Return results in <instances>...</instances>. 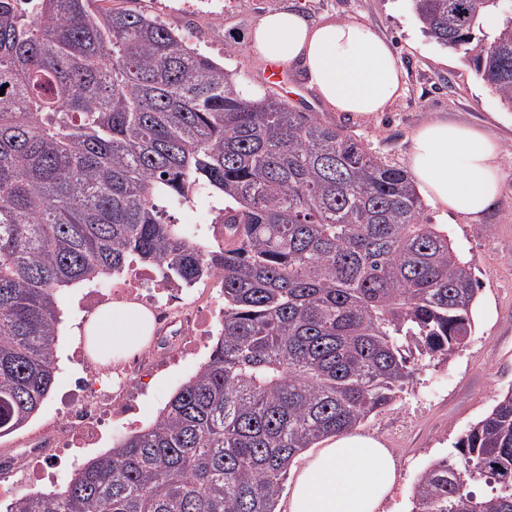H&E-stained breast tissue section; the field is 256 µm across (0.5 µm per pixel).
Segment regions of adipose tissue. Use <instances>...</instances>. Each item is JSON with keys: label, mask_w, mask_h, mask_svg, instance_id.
I'll use <instances>...</instances> for the list:
<instances>
[{"label": "adipose tissue", "mask_w": 512, "mask_h": 512, "mask_svg": "<svg viewBox=\"0 0 512 512\" xmlns=\"http://www.w3.org/2000/svg\"><path fill=\"white\" fill-rule=\"evenodd\" d=\"M250 49L304 71L330 109L363 119L384 111L403 92L390 45L360 22L313 24L301 13L269 11L248 37ZM409 168L418 191L450 215L471 222L492 210L502 191L497 144L478 129L434 119L412 135ZM152 311L135 301L102 305L77 331L90 358L118 364L147 347ZM397 475L382 440L350 432L329 439L297 472L286 512H380Z\"/></svg>", "instance_id": "ef3b65f1"}]
</instances>
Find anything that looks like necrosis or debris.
<instances>
[{"mask_svg":"<svg viewBox=\"0 0 512 512\" xmlns=\"http://www.w3.org/2000/svg\"><path fill=\"white\" fill-rule=\"evenodd\" d=\"M130 298L148 306L155 316L156 344L148 357L134 359L118 370L119 393L110 397L103 388L102 372L85 363L83 354H76V361L83 364L82 396L59 421L62 440L50 435L34 438L20 451L0 455V469L36 481L49 479L52 456L61 450L99 447L105 439V420L123 419L137 412L145 378L196 357L214 334L215 307L192 296L189 288L161 284L154 269L147 266H130L113 281L111 294L87 289L80 306L91 313L109 300Z\"/></svg>","mask_w":512,"mask_h":512,"instance_id":"1","label":"necrosis or debris"}]
</instances>
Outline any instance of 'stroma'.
<instances>
[{
    "label": "stroma",
    "mask_w": 512,
    "mask_h": 512,
    "mask_svg": "<svg viewBox=\"0 0 512 512\" xmlns=\"http://www.w3.org/2000/svg\"><path fill=\"white\" fill-rule=\"evenodd\" d=\"M184 0H135L138 10L158 17L183 34L190 44L236 71L244 95L269 91L262 78L263 60L249 52L226 54V44L245 43L254 23L268 11L292 6L314 21L359 20L386 37L403 67V96L386 112L362 120L324 105L307 87L301 70H294V94L287 100L296 110L316 113L326 124L346 127L357 139L391 165L407 168L413 132L422 124L445 118L483 130L501 151L504 189L494 210L479 224L444 214L428 206L431 223L445 225L455 247L470 260L479 290L473 311V332L462 350L448 361L421 362L413 383L391 409L370 417L362 432L382 439L397 462V480L383 512H411L418 476L439 456L455 455L461 433L494 405L499 393L512 385V111L477 76L462 53L443 48L425 37L411 0H200L194 8ZM221 200L201 193L171 215L191 228L197 241L209 244L211 214ZM82 287L62 294V326L56 345L55 384L38 413L12 434L0 437V454L58 422L62 411L79 393L80 366L71 355L70 336L87 318L79 306ZM192 361L154 380L140 403L137 419L150 424L179 386L198 369ZM95 450L66 456L56 462L52 482L0 481V500L64 488L78 465L95 457Z\"/></svg>",
    "instance_id": "obj_1"
}]
</instances>
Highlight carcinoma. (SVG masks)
I'll list each match as a JSON object with an SVG mask.
<instances>
[{"label": "carcinoma", "mask_w": 512, "mask_h": 512, "mask_svg": "<svg viewBox=\"0 0 512 512\" xmlns=\"http://www.w3.org/2000/svg\"><path fill=\"white\" fill-rule=\"evenodd\" d=\"M0 0V436L48 397L62 292L132 262L222 278L208 359L154 422L5 512H276L291 462L391 408L471 335L477 280L409 174L140 11ZM512 110V0H412ZM205 188L213 243L166 208ZM412 512H512V385ZM479 477L481 496L469 490Z\"/></svg>", "instance_id": "cac0c4a2"}]
</instances>
